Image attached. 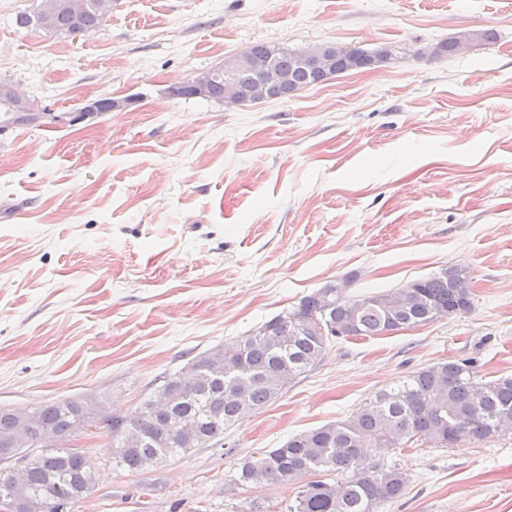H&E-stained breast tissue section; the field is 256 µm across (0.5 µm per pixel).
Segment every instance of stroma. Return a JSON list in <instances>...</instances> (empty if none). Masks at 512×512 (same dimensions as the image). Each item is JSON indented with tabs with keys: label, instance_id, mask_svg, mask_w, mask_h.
I'll return each instance as SVG.
<instances>
[{
	"label": "stroma",
	"instance_id": "35a3bbf8",
	"mask_svg": "<svg viewBox=\"0 0 512 512\" xmlns=\"http://www.w3.org/2000/svg\"><path fill=\"white\" fill-rule=\"evenodd\" d=\"M32 3L0 0V79L51 113L0 135V406L125 414L326 284L472 279L470 312L330 339L222 441L148 470L113 471L108 433L77 429L95 485L72 512H288L298 484H235L247 458L440 363L512 377V0H118L74 41L17 27ZM485 29L493 43L429 53ZM259 42L405 54L285 100L169 95ZM89 96L133 103L57 122ZM376 454L408 476L379 512H512V430Z\"/></svg>",
	"mask_w": 512,
	"mask_h": 512
}]
</instances>
